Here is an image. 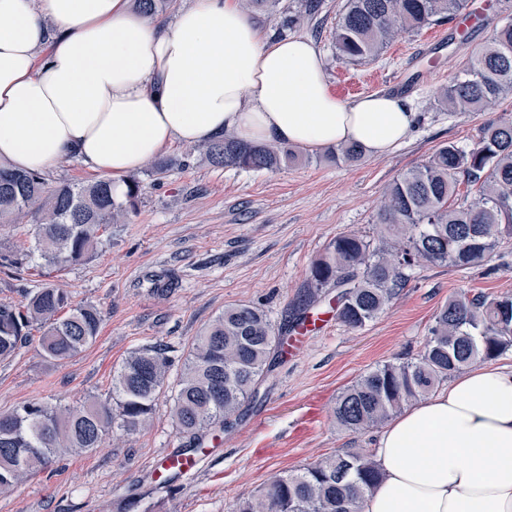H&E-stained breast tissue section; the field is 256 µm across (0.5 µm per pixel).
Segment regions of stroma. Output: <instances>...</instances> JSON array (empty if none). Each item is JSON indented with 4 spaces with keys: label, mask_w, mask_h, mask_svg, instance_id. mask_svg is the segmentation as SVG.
Returning <instances> with one entry per match:
<instances>
[{
    "label": "stroma",
    "mask_w": 512,
    "mask_h": 512,
    "mask_svg": "<svg viewBox=\"0 0 512 512\" xmlns=\"http://www.w3.org/2000/svg\"><path fill=\"white\" fill-rule=\"evenodd\" d=\"M321 3L300 33L317 44L331 91L341 94L347 76L361 81L366 95L400 91L418 114L406 142L354 165L308 150L303 162L273 170L214 167L193 147L173 144L166 154L179 167L145 178L136 209L124 223L101 230L93 258L61 271L43 267L33 225L0 226V248L30 256L22 279L0 271V302L24 308L27 290L50 281L102 316L96 340L68 362L48 361L34 340L0 361V411L31 400L106 401L113 373L131 352L151 345L167 346L168 380L177 382L191 343L228 305L259 306L282 326L312 263L337 234L385 245L376 219L389 184L438 147L473 143L484 123L512 118V95L488 112H451L438 100L467 57L512 20V0H467L451 22L403 34L379 59L355 65L339 60L333 48L341 0ZM159 279L171 282V290H156ZM461 291L512 294V238L487 267H417L384 313L362 329L329 319L299 354L277 360L259 388L260 401L246 407L241 421L204 435L193 475L169 483L159 477V460L185 442L171 418L172 395L164 392L144 429L117 431L100 448L56 458L0 491V512H236L239 499L277 474L372 448L377 430L337 427L338 393L367 369L416 357L436 313Z\"/></svg>",
    "instance_id": "obj_1"
}]
</instances>
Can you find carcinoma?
Returning <instances> with one entry per match:
<instances>
[{
    "instance_id": "cac0c4a2",
    "label": "carcinoma",
    "mask_w": 512,
    "mask_h": 512,
    "mask_svg": "<svg viewBox=\"0 0 512 512\" xmlns=\"http://www.w3.org/2000/svg\"><path fill=\"white\" fill-rule=\"evenodd\" d=\"M137 13L153 23L163 0H135ZM280 0H240L244 11H276ZM465 0H344L332 33L336 54L350 63L375 60L404 32L451 21ZM319 0H298L285 12L283 27H299L318 13ZM512 94V22L466 60L444 88L440 102L450 112H485ZM200 154L214 166L274 169L297 155L286 146L252 145L227 132L205 143ZM363 150L341 145L332 154L352 164ZM464 184L470 195L456 199ZM142 182L127 179L125 199L112 184L61 183L49 187L40 172H18L0 163V223L35 221V249L45 265L61 269L87 261L99 230L115 224L137 205ZM377 223L390 237L375 246L361 235L340 233L310 268L307 288L294 308V323L323 294L336 289V320L357 330L377 319L424 264L458 269L490 261L512 237V118L485 124L471 146H440L429 159L394 181ZM101 313L72 305L70 295L49 283L30 292L25 310L0 302V359L16 354L36 326L39 346L56 361L80 354L98 336ZM288 325L275 329L264 309L229 305L196 337L182 366L173 420L199 447L202 433L232 426L255 402L259 386L282 354ZM512 348V294L448 297L434 317L417 357L377 365L336 397L333 416L341 428L364 433L431 394L440 383L478 361L494 360ZM172 360L157 346L133 352L112 377V402L88 401L58 407L29 401L0 412V490L46 467L67 450L99 448L104 437L131 433L153 413ZM381 480L372 455L346 452L326 457L296 473L284 472L237 512H356L359 499Z\"/></svg>"
}]
</instances>
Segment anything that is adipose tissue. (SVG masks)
Listing matches in <instances>:
<instances>
[{"label": "adipose tissue", "mask_w": 512, "mask_h": 512, "mask_svg": "<svg viewBox=\"0 0 512 512\" xmlns=\"http://www.w3.org/2000/svg\"><path fill=\"white\" fill-rule=\"evenodd\" d=\"M417 119L387 94H333L312 40L279 37L237 0H194L145 24L130 0H0V162L75 159L110 180L173 143L226 131L381 156ZM383 478L357 512H512V368L480 365L395 418L371 450Z\"/></svg>", "instance_id": "ef3b65f1"}]
</instances>
